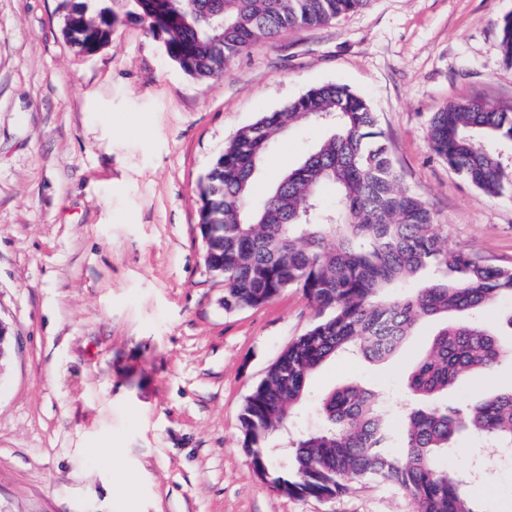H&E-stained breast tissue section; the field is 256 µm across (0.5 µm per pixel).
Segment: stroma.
Listing matches in <instances>:
<instances>
[{"label": "stroma", "mask_w": 512, "mask_h": 512, "mask_svg": "<svg viewBox=\"0 0 512 512\" xmlns=\"http://www.w3.org/2000/svg\"><path fill=\"white\" fill-rule=\"evenodd\" d=\"M77 0H0V512H415L401 489L352 482L333 499L261 481L240 413L280 353L318 319L302 292L225 310L205 264L200 180L243 126L311 88L365 96L411 190L448 227V246L512 267V194L484 197L430 148L451 100L512 106L497 21L512 0H372L297 28L198 81L115 5L111 41L77 52L63 16ZM323 134L303 122L275 142L254 200ZM420 326L391 358H338L298 407L353 382L406 400L427 349ZM512 389V359L448 391L452 404ZM469 489L482 512H512V454Z\"/></svg>", "instance_id": "35a3bbf8"}]
</instances>
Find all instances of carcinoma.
<instances>
[{
    "label": "carcinoma",
    "mask_w": 512,
    "mask_h": 512,
    "mask_svg": "<svg viewBox=\"0 0 512 512\" xmlns=\"http://www.w3.org/2000/svg\"><path fill=\"white\" fill-rule=\"evenodd\" d=\"M371 0H131L147 33L162 38L171 61L199 81L294 27L332 24ZM114 11L97 0L63 18L69 43L83 53L106 45ZM502 53L512 65V15L498 21ZM311 119L328 130L266 197L253 182L275 140ZM431 149L486 197L512 190V107L481 100L449 102L430 118ZM331 187L336 204H324ZM199 223L209 225L210 265L224 279V309L263 305L295 288L318 321L286 347L245 400L243 448L256 471L290 496L333 498L353 480L407 492L417 512H482L464 472L439 459L463 432L512 449V389L452 407L441 395L460 379L494 370L512 354L500 333L475 319L512 299V268L488 265L447 247L443 225L400 186L378 117L348 86L327 83L241 128L201 179ZM431 271L410 295L390 289ZM424 320H441L429 350L407 380L423 405L393 421L373 393L349 385L326 395L327 424L298 437L288 467L273 465L271 436L288 429L310 375L327 361L393 356Z\"/></svg>",
    "instance_id": "obj_1"
}]
</instances>
